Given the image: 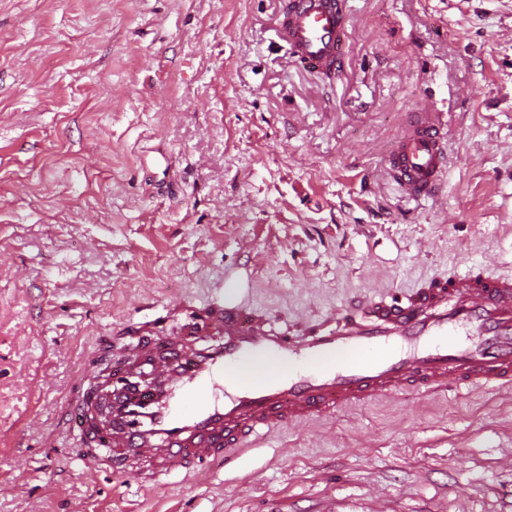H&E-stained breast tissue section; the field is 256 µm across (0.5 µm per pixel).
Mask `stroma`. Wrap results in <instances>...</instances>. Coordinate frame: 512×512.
<instances>
[{
  "instance_id": "obj_1",
  "label": "stroma",
  "mask_w": 512,
  "mask_h": 512,
  "mask_svg": "<svg viewBox=\"0 0 512 512\" xmlns=\"http://www.w3.org/2000/svg\"><path fill=\"white\" fill-rule=\"evenodd\" d=\"M289 0H0V512H512V392L398 395L236 466L89 474L59 408L100 337L241 289L281 319L512 276V0H346L331 74ZM448 125L440 195L386 157Z\"/></svg>"
}]
</instances>
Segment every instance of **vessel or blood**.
<instances>
[{"mask_svg": "<svg viewBox=\"0 0 512 512\" xmlns=\"http://www.w3.org/2000/svg\"><path fill=\"white\" fill-rule=\"evenodd\" d=\"M347 22L327 0H296L285 40L317 70L342 54ZM387 164L407 197L435 195L444 170L439 127L415 121ZM130 336L106 378L96 370L111 356L110 342L86 358L64 423L90 470L124 475L139 464L156 482L233 464L288 425L382 396L512 390V276L471 269L432 277L285 326L236 293L184 310L179 335L157 317L132 325ZM262 361L288 370L225 386L230 370Z\"/></svg>", "mask_w": 512, "mask_h": 512, "instance_id": "obj_1", "label": "vessel or blood"}]
</instances>
